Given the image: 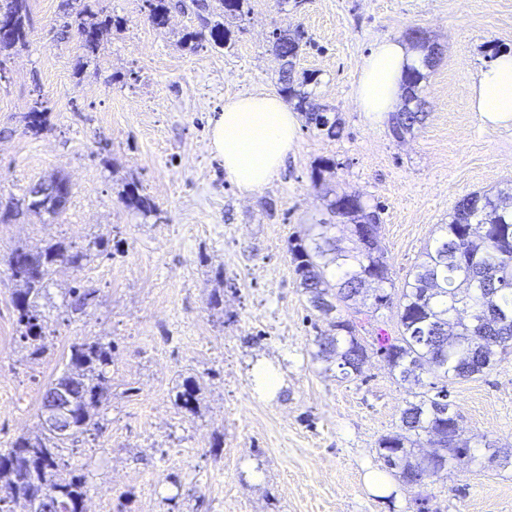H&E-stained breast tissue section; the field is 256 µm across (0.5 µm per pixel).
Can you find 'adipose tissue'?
I'll return each instance as SVG.
<instances>
[{"label": "adipose tissue", "instance_id": "obj_1", "mask_svg": "<svg viewBox=\"0 0 512 512\" xmlns=\"http://www.w3.org/2000/svg\"><path fill=\"white\" fill-rule=\"evenodd\" d=\"M422 53L398 39H383L363 59L353 97L359 111L387 119L404 99L403 76ZM472 111L492 126L512 124V53L499 54L467 86ZM300 119L279 95L261 91L225 100L210 120L208 147L224 164V175L251 195L278 172L298 144Z\"/></svg>", "mask_w": 512, "mask_h": 512}]
</instances>
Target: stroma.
<instances>
[{
    "label": "stroma",
    "mask_w": 512,
    "mask_h": 512,
    "mask_svg": "<svg viewBox=\"0 0 512 512\" xmlns=\"http://www.w3.org/2000/svg\"><path fill=\"white\" fill-rule=\"evenodd\" d=\"M26 47L4 63L0 82V197H21L54 174L72 193L58 218L28 215L0 224V257L51 240L84 247L110 240L79 272L60 270L41 301L50 355L29 360L18 340L14 282L0 264V445L37 428L41 394L62 371L75 339L95 336L118 348L101 433L72 460L103 512H414V493L382 471L379 439L394 432L410 395L385 361L370 355L346 381L322 371L310 352L315 332L287 253L289 236L330 221L327 189L378 207L391 287L401 293L456 201L512 188V125L483 124L467 86L496 54L512 50V0H249L226 20L231 44L190 51L183 37L215 20L191 0L156 28L141 0H96L123 18L86 59L77 33L60 37L62 0H27ZM307 34L296 75L314 74V103L339 119L332 139L302 125L298 146L260 192L243 196L207 147L209 119L225 98L278 91L274 32ZM423 29L443 55L421 84L428 117L403 139L371 123L353 100L358 67L382 39ZM42 97L52 126L30 136L21 117ZM336 163L325 185L311 166ZM136 178L162 212L143 218L120 200ZM236 285L221 324L208 306L216 270ZM98 303L68 319L75 282ZM279 372L288 394H259L253 369ZM204 378L201 412L174 404L181 377ZM476 459L429 486L431 512H512V467L487 462L482 436L512 445V355L492 370L449 384ZM224 446L213 450L216 437Z\"/></svg>",
    "instance_id": "35a3bbf8"
}]
</instances>
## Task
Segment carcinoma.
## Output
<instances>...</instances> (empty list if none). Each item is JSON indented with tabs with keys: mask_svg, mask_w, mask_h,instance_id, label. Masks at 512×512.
I'll list each match as a JSON object with an SVG mask.
<instances>
[{
	"mask_svg": "<svg viewBox=\"0 0 512 512\" xmlns=\"http://www.w3.org/2000/svg\"><path fill=\"white\" fill-rule=\"evenodd\" d=\"M148 18L158 28L167 22L168 0H142ZM220 17L244 14L248 0H218ZM0 20L10 25V35L0 38V64L12 51L26 46L31 31L27 0H0ZM119 17L101 16L85 0H66L60 34L77 29L86 50L98 51L100 34L108 27L119 28ZM230 40L224 23L210 28V41L201 33H188L185 41L194 50L207 46H225ZM303 32L296 29L276 33L272 50L284 55L300 50ZM314 75L295 83L293 77L279 76L280 92L294 109L305 114L309 125H317L308 109L310 93L304 86ZM409 129L427 119L424 102L404 113ZM22 122L28 133L38 137L49 128L48 110L36 97ZM327 209L336 222L313 224L303 236L288 241V253L299 288L316 320L312 328L315 350L311 359L324 364V371H339L344 380H354L355 355L368 352L358 336L354 319L342 315V309L360 312L359 305L371 301L374 310L397 308V336L376 337L377 349L397 383L408 386L412 399L400 414L398 431L378 441V458L402 486L409 489L415 476L422 484L451 468L462 469L474 459L470 440L462 438L459 419L440 409L450 397L448 382L468 379L493 368L501 356L512 350V190L496 194L473 192L459 199L450 220L440 225V236L426 247L423 260L406 282L399 299H394L386 284L391 282L385 248L376 243L371 249L345 245L341 228L352 227L363 218L380 224L379 212L364 201L351 206L343 203L347 193L329 190ZM120 199L126 208L144 216L160 218L155 202L143 193L141 184L131 179L124 183ZM9 210L40 214L49 210L42 200L29 196L16 201H0ZM90 256L58 240L32 252L12 250L5 259L7 272L15 283L12 303L17 313L19 341L33 360L47 353L46 326L40 301L47 283L59 269L79 271ZM97 303V290L75 285L69 289L67 307L73 314H85ZM208 305L220 314L222 322H237V314L224 310V289L211 294ZM327 322L321 329L317 320ZM115 342L104 343L85 336L69 346L68 370L49 383L42 400L57 389L70 393L72 432L60 437L38 424L37 431L22 435L0 448V512H15L16 503L34 487H43L59 500L63 512H84L88 485L86 476L65 459L64 451H73L91 431L101 430L97 419L112 387L108 368L113 364ZM434 378L424 382L423 375ZM202 378L189 375L182 379L174 402L181 412L194 417L200 411ZM438 439L442 453L431 461L434 471L421 469L423 460L415 448L422 442ZM485 448H495L499 468L512 467V450L498 441L482 436Z\"/></svg>",
	"mask_w": 512,
	"mask_h": 512,
	"instance_id": "1",
	"label": "carcinoma"
}]
</instances>
